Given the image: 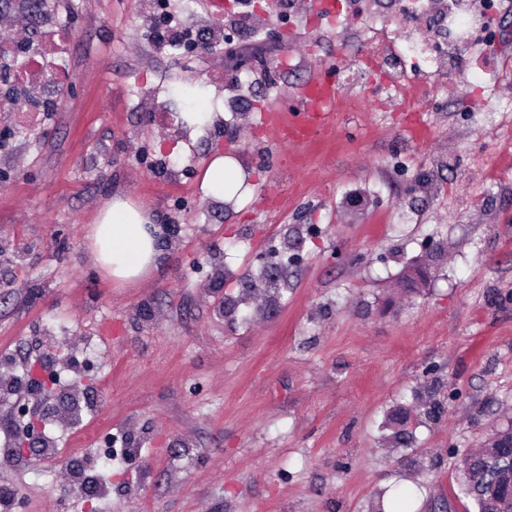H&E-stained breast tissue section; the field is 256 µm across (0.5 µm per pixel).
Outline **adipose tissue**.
Instances as JSON below:
<instances>
[{
    "mask_svg": "<svg viewBox=\"0 0 512 512\" xmlns=\"http://www.w3.org/2000/svg\"><path fill=\"white\" fill-rule=\"evenodd\" d=\"M242 176L235 161L218 155L205 168L201 188L205 197L221 201L228 196V184L240 181ZM151 223L147 211L120 198L112 200L89 233L95 263L119 282L148 276L161 255Z\"/></svg>",
    "mask_w": 512,
    "mask_h": 512,
    "instance_id": "1",
    "label": "adipose tissue"
}]
</instances>
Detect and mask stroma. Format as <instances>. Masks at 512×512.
<instances>
[{"label": "stroma", "instance_id": "1", "mask_svg": "<svg viewBox=\"0 0 512 512\" xmlns=\"http://www.w3.org/2000/svg\"><path fill=\"white\" fill-rule=\"evenodd\" d=\"M312 0H260L262 30L210 51L154 47L140 0H0L24 46L60 33L67 77L49 118L0 119V352L56 369L99 411L54 430L68 459L113 434L137 454L108 494L75 512H477L460 459L512 423V0L459 74L419 111L382 94L335 111L313 145L282 144L260 113L294 112L293 89L355 63L359 24L308 21ZM203 132L178 128L187 82ZM244 170L231 210L204 196L217 155ZM120 197L173 225L156 270L120 284L88 231ZM445 254L413 292L397 286ZM286 251L281 298L222 313L247 269ZM411 445L384 438L398 417ZM29 512L61 497L45 466L0 468Z\"/></svg>", "mask_w": 512, "mask_h": 512}]
</instances>
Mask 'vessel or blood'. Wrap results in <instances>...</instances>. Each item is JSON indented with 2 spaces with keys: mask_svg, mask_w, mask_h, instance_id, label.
<instances>
[{
  "mask_svg": "<svg viewBox=\"0 0 512 512\" xmlns=\"http://www.w3.org/2000/svg\"><path fill=\"white\" fill-rule=\"evenodd\" d=\"M295 95L302 109L291 114L266 112L262 115L265 124L274 129L284 143L305 138L313 129L328 123L329 108L336 100L335 85L315 79L297 88Z\"/></svg>",
  "mask_w": 512,
  "mask_h": 512,
  "instance_id": "obj_1",
  "label": "vessel or blood"
}]
</instances>
